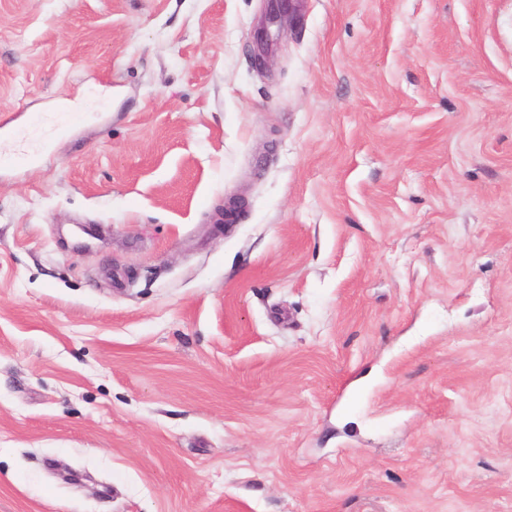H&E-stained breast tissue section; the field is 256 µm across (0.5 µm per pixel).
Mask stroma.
I'll use <instances>...</instances> for the list:
<instances>
[{
  "instance_id": "stroma-1",
  "label": "stroma",
  "mask_w": 512,
  "mask_h": 512,
  "mask_svg": "<svg viewBox=\"0 0 512 512\" xmlns=\"http://www.w3.org/2000/svg\"><path fill=\"white\" fill-rule=\"evenodd\" d=\"M269 5L0 0V512H512V0ZM272 3L269 9L266 21H262L256 33L257 51L254 52L252 58V65L258 71H262L268 64V45L270 41L269 29L267 24L277 23L282 17L288 14V19L293 17L295 11L296 0H271ZM247 202L243 197H235L218 208L217 224H224V229L232 228L236 224L240 215L246 210Z\"/></svg>"
}]
</instances>
